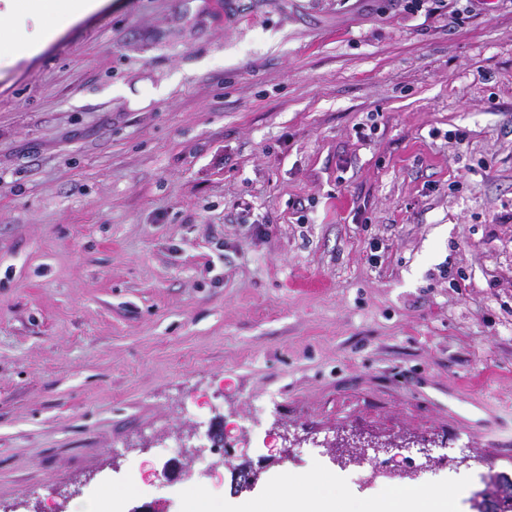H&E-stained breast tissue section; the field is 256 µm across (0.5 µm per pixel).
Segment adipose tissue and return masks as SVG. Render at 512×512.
Here are the masks:
<instances>
[{
    "mask_svg": "<svg viewBox=\"0 0 512 512\" xmlns=\"http://www.w3.org/2000/svg\"><path fill=\"white\" fill-rule=\"evenodd\" d=\"M98 0H0V58L17 62L38 53L64 23L96 11ZM319 499L324 512H448L451 489L426 494H387L382 500L351 503L331 484L315 478L293 483L273 512H305L307 499Z\"/></svg>",
    "mask_w": 512,
    "mask_h": 512,
    "instance_id": "1",
    "label": "adipose tissue"
}]
</instances>
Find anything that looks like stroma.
<instances>
[{
  "label": "stroma",
  "instance_id": "stroma-1",
  "mask_svg": "<svg viewBox=\"0 0 512 512\" xmlns=\"http://www.w3.org/2000/svg\"><path fill=\"white\" fill-rule=\"evenodd\" d=\"M445 2L102 0L0 63V512H174V432L243 504L358 498L354 433L512 475V0Z\"/></svg>",
  "mask_w": 512,
  "mask_h": 512
}]
</instances>
